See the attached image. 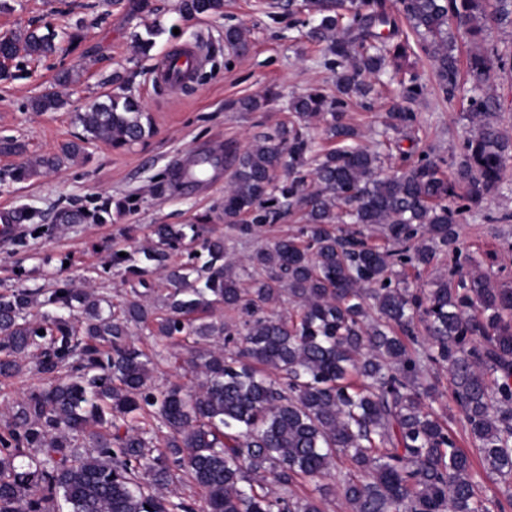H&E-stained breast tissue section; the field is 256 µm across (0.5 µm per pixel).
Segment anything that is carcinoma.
<instances>
[{
	"instance_id": "cac0c4a2",
	"label": "carcinoma",
	"mask_w": 512,
	"mask_h": 512,
	"mask_svg": "<svg viewBox=\"0 0 512 512\" xmlns=\"http://www.w3.org/2000/svg\"><path fill=\"white\" fill-rule=\"evenodd\" d=\"M179 12L221 14L224 0H180ZM299 13L305 36L324 44L336 94L309 89L289 103L294 122L228 152L233 174L220 205L224 223L243 237L301 211L298 235L248 257L250 288L225 260L223 237H205L197 224H155L152 245L135 249L142 258L112 252V268L142 287L117 307L106 310L93 288L69 283L1 292L0 377L32 362L55 379L29 391L0 433V512H53L60 496L70 512H195L171 500L183 473L203 495L201 512H323L330 488L298 497L292 487L340 465L336 487L348 512H512V286L460 265L427 292L391 283L397 266L425 268L439 251L459 253L462 208L448 200L462 188L469 203L488 201L512 161L500 103L482 88L491 61L479 45L489 26L512 27V0H301ZM405 26L449 98L461 78L450 31L474 45L472 129L451 178L427 153L407 169L383 171L380 153L360 145L362 134L343 121L346 99L368 98L387 73L401 87L392 127L415 121L405 102L421 85L401 64L413 52ZM248 32L228 27L224 42L244 51ZM58 50L56 34L38 27L0 36V55L11 60ZM64 105L47 93L30 110ZM314 119L336 143L317 156ZM75 121L78 141L0 173V181L56 172L85 156L88 144L124 148L151 132L149 115L125 93L105 95ZM125 209L107 198L55 221L106 224ZM344 224L380 226L399 248L375 247ZM151 274L164 279L161 299L152 297ZM284 291L297 305L288 317L273 312ZM43 307L49 311L37 312ZM216 309L225 315L214 317ZM131 323L182 345L186 366L203 381L154 389L151 359L128 342ZM433 365L448 371L474 450L503 497L482 494L471 455L433 410ZM151 418L167 429L161 448L147 438ZM80 439L93 451L76 453ZM27 448L42 460L20 471L15 460ZM268 475L282 495L265 491Z\"/></svg>"
}]
</instances>
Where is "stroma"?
Returning <instances> with one entry per match:
<instances>
[{"label": "stroma", "mask_w": 512, "mask_h": 512, "mask_svg": "<svg viewBox=\"0 0 512 512\" xmlns=\"http://www.w3.org/2000/svg\"><path fill=\"white\" fill-rule=\"evenodd\" d=\"M178 5L179 0H121L115 6L104 0H0V34L32 24L60 33L77 19L93 22L67 53L20 60L15 79L0 81V137L17 138L26 147L22 156L0 155V170L73 141L81 132L75 113L114 92L109 79L115 73L134 74L132 93L152 121L151 134L132 146L115 149L97 142L88 145L86 159L58 172L0 184V211L26 208L36 214L34 223L20 225L12 239L0 238V292L89 282L98 295L121 302L137 282L108 269L112 252L149 243L156 224H188L208 216V229L223 236L225 252L234 260L296 234L301 220L294 215L252 238L238 237L219 209L228 179L188 183L179 175L189 155H220L228 146L244 147L253 136L288 122L293 96L316 85L332 87L322 45L295 27L288 0H224L223 14L195 17L182 16ZM240 24L250 30V47L243 55L224 42L225 28ZM148 25L159 26L161 33L142 55L133 48V36ZM184 45L196 47L203 57L193 82L181 89L159 83L158 65ZM483 47L496 59L485 87L497 96L500 125L512 136V28L489 27ZM408 64L423 86L409 104L416 114L412 125L386 130V109L395 94L391 86L372 104L349 100L344 119L362 131L363 144L373 146L389 137L391 165H399V151L416 155L424 150L441 159L445 173H452L470 130L466 108L472 81L463 77L460 92L449 99L425 58L409 56ZM71 67L79 68L80 77L67 89L66 105L56 112H31V99L55 92L57 72ZM246 98L263 105L244 110ZM109 197L129 203L111 223L54 221L63 208L91 210ZM458 233L462 255L479 261L493 281L512 284V165L490 201L460 215ZM129 339L153 360L155 387L193 383L192 374L175 363L168 341L134 324Z\"/></svg>", "instance_id": "35a3bbf8"}]
</instances>
